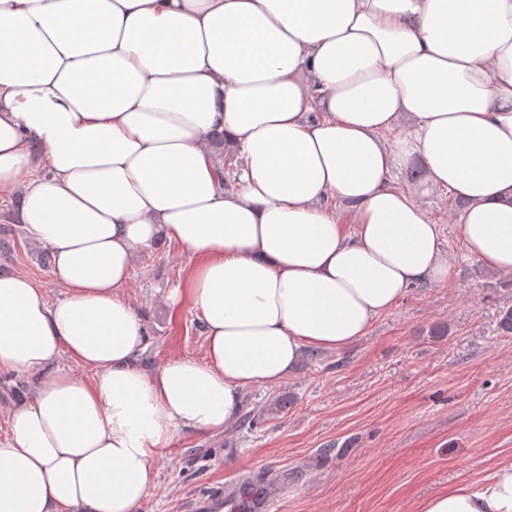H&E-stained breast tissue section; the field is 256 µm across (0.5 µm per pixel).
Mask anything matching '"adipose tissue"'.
Instances as JSON below:
<instances>
[{
	"label": "adipose tissue",
	"instance_id": "ef3b65f1",
	"mask_svg": "<svg viewBox=\"0 0 512 512\" xmlns=\"http://www.w3.org/2000/svg\"><path fill=\"white\" fill-rule=\"evenodd\" d=\"M216 129L245 161L232 193ZM414 156L464 201L469 254L512 272V0H0V197L65 290L0 274V371L33 385L0 512H138L175 432L232 425L244 388L446 280L439 225L392 181ZM162 240L192 261L168 301L206 352L148 370L124 290ZM416 512H512V457Z\"/></svg>",
	"mask_w": 512,
	"mask_h": 512
}]
</instances>
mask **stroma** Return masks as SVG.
I'll use <instances>...</instances> for the list:
<instances>
[{"label":"stroma","mask_w":512,"mask_h":512,"mask_svg":"<svg viewBox=\"0 0 512 512\" xmlns=\"http://www.w3.org/2000/svg\"><path fill=\"white\" fill-rule=\"evenodd\" d=\"M396 182L439 224L447 280L410 288L359 342L303 356L279 385L245 389L238 421L223 432H176L140 512H186L220 484L261 493L272 481L279 512H414L419 499L512 457V333L499 327L512 306V272L469 254L453 194L411 180L406 168ZM17 206L0 203V234L12 233L0 272L30 275L56 301L64 289L38 264L39 246L5 226ZM189 268L174 243L137 260L126 297L147 331L144 367L205 355L198 312L174 317L168 307ZM438 325L445 335H433Z\"/></svg>","instance_id":"stroma-1"}]
</instances>
